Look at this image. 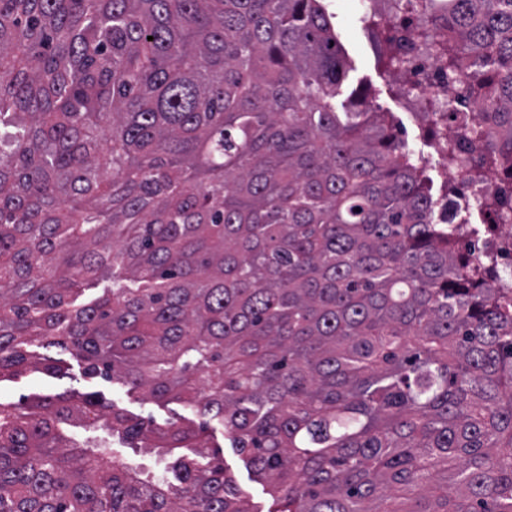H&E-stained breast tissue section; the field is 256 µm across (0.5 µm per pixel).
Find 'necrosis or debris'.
Masks as SVG:
<instances>
[{"label": "necrosis or debris", "mask_w": 512, "mask_h": 512, "mask_svg": "<svg viewBox=\"0 0 512 512\" xmlns=\"http://www.w3.org/2000/svg\"><path fill=\"white\" fill-rule=\"evenodd\" d=\"M366 17L386 22V39L396 59L392 76L407 106L418 115L442 113L445 138L456 140L455 159L448 164L451 186L441 198L436 214L443 224H468L474 210L485 199L508 196L512 199V179L475 182L471 171L484 155V140L473 137L472 126L484 125L491 104L476 101L469 89L449 77L438 52L448 39L447 13L422 9L410 0H362Z\"/></svg>", "instance_id": "4bbe7bcc"}]
</instances>
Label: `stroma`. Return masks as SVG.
<instances>
[{"instance_id": "obj_1", "label": "stroma", "mask_w": 512, "mask_h": 512, "mask_svg": "<svg viewBox=\"0 0 512 512\" xmlns=\"http://www.w3.org/2000/svg\"><path fill=\"white\" fill-rule=\"evenodd\" d=\"M320 2L329 15L348 56V77L340 90L341 96H348L355 89L363 91L370 111L386 113L408 149L414 155L427 159V174L434 188H441L446 184L448 176L437 155L436 137L424 120L406 108L403 98L393 84L391 69L385 55L382 23L361 20L356 0H350L349 5L345 7L341 6L340 0ZM92 389L101 391L108 400L131 415L150 416L161 425L171 421L182 425L187 422L188 415L183 406L176 403L160 406L143 400L140 394L128 393L126 387L117 382L89 383L76 366L71 367L69 377L61 380L32 376L1 387L0 399L16 402L34 392H86ZM215 441L222 448L225 466L234 473L237 484L250 506L255 512H266L268 496L265 483L254 476L224 433H217Z\"/></svg>"}]
</instances>
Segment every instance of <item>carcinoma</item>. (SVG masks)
I'll list each match as a JSON object with an SVG mask.
<instances>
[{
  "label": "carcinoma",
  "instance_id": "obj_1",
  "mask_svg": "<svg viewBox=\"0 0 512 512\" xmlns=\"http://www.w3.org/2000/svg\"><path fill=\"white\" fill-rule=\"evenodd\" d=\"M512 165V0H447ZM153 40H148V37ZM319 0H0V512H512V286L436 223ZM76 421L81 442L64 443ZM156 458L145 468L119 452ZM68 362L71 365L69 377L53 380L31 376L17 383H10L7 386L2 385V399L6 402H18L23 396L30 395L33 392L62 393L66 390H72L77 393L93 390L101 391L108 400L126 410L129 414L141 417L151 416L161 425L171 421H178L179 425H184L187 422V418L198 421L193 415L186 413L183 406L179 404L171 403L167 406H160L153 402L142 400L140 394L128 393V388L120 383H89L85 381L76 361L68 358ZM215 443L221 447L220 452L224 453V465L228 467L235 475L237 484L243 494L249 501L252 508L264 512L268 507V496L266 485L259 480L246 466L243 457L238 454L235 448H232L231 441L224 435V428H217Z\"/></svg>",
  "mask_w": 512,
  "mask_h": 512
}]
</instances>
